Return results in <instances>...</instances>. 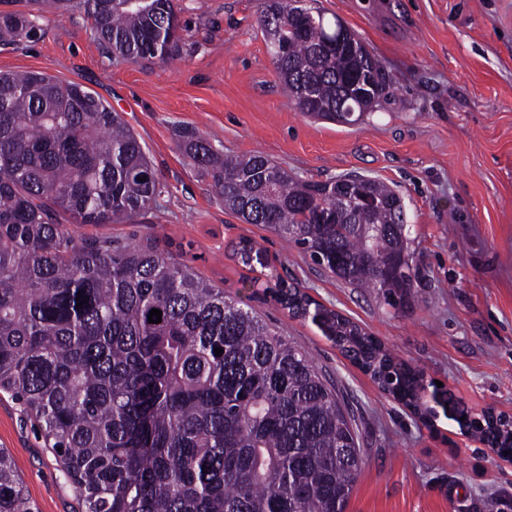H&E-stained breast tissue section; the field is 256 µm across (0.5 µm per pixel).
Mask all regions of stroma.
<instances>
[{
  "instance_id": "35a3bbf8",
  "label": "stroma",
  "mask_w": 512,
  "mask_h": 512,
  "mask_svg": "<svg viewBox=\"0 0 512 512\" xmlns=\"http://www.w3.org/2000/svg\"><path fill=\"white\" fill-rule=\"evenodd\" d=\"M262 3L179 0L183 52L166 64L109 59L80 16L45 19L32 38L0 47V72L76 82L121 112L163 192L147 214L97 234L182 247L332 380L361 448L346 512H512V464L457 422L466 410L512 416V0H320L392 77L388 96L354 126L297 110L259 25ZM184 127L217 151H260L307 180L356 171L396 187L415 273L402 307L225 211L178 146ZM242 239L254 246L247 264L234 251ZM271 273L420 371L432 424L310 319L266 297L260 280ZM0 449L37 512H81L39 430L1 393Z\"/></svg>"
}]
</instances>
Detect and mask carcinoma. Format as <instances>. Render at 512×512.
Segmentation results:
<instances>
[{"instance_id": "obj_1", "label": "carcinoma", "mask_w": 512, "mask_h": 512, "mask_svg": "<svg viewBox=\"0 0 512 512\" xmlns=\"http://www.w3.org/2000/svg\"><path fill=\"white\" fill-rule=\"evenodd\" d=\"M33 2L35 14L0 12V44L29 37L44 12L77 10L114 60L180 55L176 0ZM276 2L260 24L298 111L358 123L390 89L378 59L322 11ZM179 147L243 223L274 230L391 307L404 301L414 273L397 189L357 175L302 180L261 152L223 155L189 127ZM161 192L137 136L93 92L0 73V393L39 428L81 512H345L359 442L309 355L170 250L78 235L58 220L127 222ZM272 280L264 291L278 304L311 317L382 391L432 421L421 372ZM484 424L512 451L507 424ZM0 512H37L1 449Z\"/></svg>"}]
</instances>
